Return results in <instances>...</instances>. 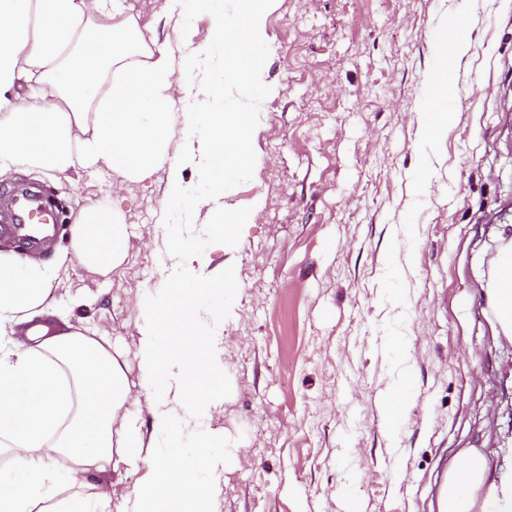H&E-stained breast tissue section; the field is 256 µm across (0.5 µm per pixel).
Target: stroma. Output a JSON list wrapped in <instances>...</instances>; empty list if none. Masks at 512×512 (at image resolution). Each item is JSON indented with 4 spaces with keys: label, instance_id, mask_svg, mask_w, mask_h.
Here are the masks:
<instances>
[{
    "label": "stroma",
    "instance_id": "obj_1",
    "mask_svg": "<svg viewBox=\"0 0 512 512\" xmlns=\"http://www.w3.org/2000/svg\"><path fill=\"white\" fill-rule=\"evenodd\" d=\"M458 0H274L251 99L224 80L221 48L202 68L224 106L254 114L250 170L226 177L233 236L164 207L166 169L116 191V175L22 166L0 181L49 187L61 230L41 258H63L47 304L106 340L132 388L143 433L139 295L176 277L167 238L191 239L236 290L215 329L224 396L198 423L226 467L211 476L217 512H437L464 448L512 446V408L484 290L501 225H512V0H470L469 63L453 75L448 134L430 144L420 115L438 83L435 40ZM106 200L132 238L165 226L102 276L70 258L78 207ZM83 305H70L73 296ZM410 379L408 414L385 422L384 393ZM136 480L120 455L77 493Z\"/></svg>",
    "mask_w": 512,
    "mask_h": 512
}]
</instances>
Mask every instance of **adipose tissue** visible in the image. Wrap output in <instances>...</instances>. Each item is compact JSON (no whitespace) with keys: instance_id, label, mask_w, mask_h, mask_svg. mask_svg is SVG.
<instances>
[{"instance_id":"obj_1","label":"adipose tissue","mask_w":512,"mask_h":512,"mask_svg":"<svg viewBox=\"0 0 512 512\" xmlns=\"http://www.w3.org/2000/svg\"><path fill=\"white\" fill-rule=\"evenodd\" d=\"M267 2L237 0L229 17L223 0H171L165 17L181 28L207 16L224 46L225 77L248 96L258 81ZM209 52L146 37L125 0H0V180L21 164L61 174L97 167L130 180L164 166V204L205 212L232 235L223 205L185 193L182 170L198 167L219 186L228 171L247 170L252 113L188 112L182 133L171 127L178 100L213 97L211 83L191 82ZM173 243L193 287L160 298L148 292L136 304L148 437L111 352L46 303L61 260L0 252V447L12 453L9 471L0 472V512H111L107 487L90 500L62 498L57 489L104 471L115 449L138 475L127 495L131 512H213L207 478L219 461L208 438L179 427L174 411L208 417L224 393V358L208 324L223 320L233 284L210 272L208 256L190 240ZM132 246L120 213L105 203L81 208L71 226L74 257L95 272L111 270ZM484 293L500 337L512 343L510 224ZM206 295L214 305H203ZM62 454L71 462L63 472L55 466ZM444 487L443 512H512V453L497 460L463 449Z\"/></svg>"}]
</instances>
